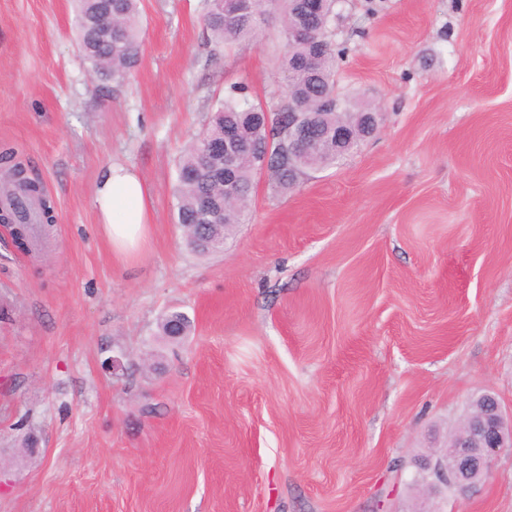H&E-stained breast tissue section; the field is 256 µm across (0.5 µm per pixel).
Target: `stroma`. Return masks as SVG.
<instances>
[{
	"label": "stroma",
	"mask_w": 512,
	"mask_h": 512,
	"mask_svg": "<svg viewBox=\"0 0 512 512\" xmlns=\"http://www.w3.org/2000/svg\"><path fill=\"white\" fill-rule=\"evenodd\" d=\"M140 11L118 87L73 0H0V150L56 216L28 249L0 226V512H411L414 456L476 395L512 411V0H344L336 89L375 132L291 191L259 176L209 255L176 167L230 83L282 95L281 18L216 53L199 0ZM112 164L149 189L129 260L93 205ZM442 510L512 512V451Z\"/></svg>",
	"instance_id": "stroma-1"
}]
</instances>
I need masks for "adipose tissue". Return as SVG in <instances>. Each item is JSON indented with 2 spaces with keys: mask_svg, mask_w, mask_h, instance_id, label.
<instances>
[{
  "mask_svg": "<svg viewBox=\"0 0 512 512\" xmlns=\"http://www.w3.org/2000/svg\"><path fill=\"white\" fill-rule=\"evenodd\" d=\"M148 190L121 166H109L100 175L94 205L101 230L114 254L132 258L147 238L150 224Z\"/></svg>",
  "mask_w": 512,
  "mask_h": 512,
  "instance_id": "1",
  "label": "adipose tissue"
}]
</instances>
